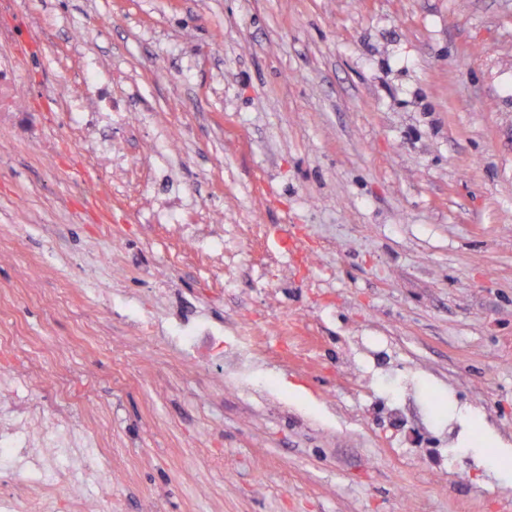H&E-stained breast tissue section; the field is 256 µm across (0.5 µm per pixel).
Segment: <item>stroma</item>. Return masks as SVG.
<instances>
[{"mask_svg":"<svg viewBox=\"0 0 512 512\" xmlns=\"http://www.w3.org/2000/svg\"><path fill=\"white\" fill-rule=\"evenodd\" d=\"M9 14L36 85L97 56L123 104L90 159L62 112L0 158V287L68 300L17 295L24 331L96 329L72 389L109 412V512H512V0Z\"/></svg>","mask_w":512,"mask_h":512,"instance_id":"stroma-1","label":"stroma"}]
</instances>
